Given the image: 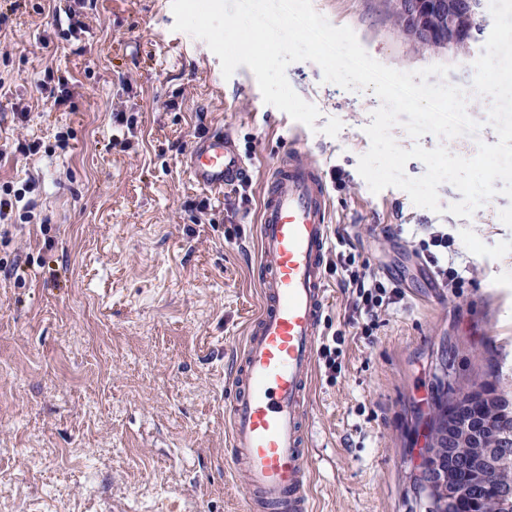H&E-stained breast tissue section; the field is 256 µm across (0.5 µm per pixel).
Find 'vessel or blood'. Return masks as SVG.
Segmentation results:
<instances>
[{
    "label": "vessel or blood",
    "mask_w": 512,
    "mask_h": 512,
    "mask_svg": "<svg viewBox=\"0 0 512 512\" xmlns=\"http://www.w3.org/2000/svg\"><path fill=\"white\" fill-rule=\"evenodd\" d=\"M184 165L197 185L215 191L246 175L232 137L222 132L193 143ZM330 220L322 171L295 131L266 177L257 232L262 306L235 359L224 409L231 428L225 463L248 491L245 512H311L306 425L327 302Z\"/></svg>",
    "instance_id": "b4317fda"
}]
</instances>
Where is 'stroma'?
I'll list each match as a JSON object with an SVG mask.
<instances>
[{
    "mask_svg": "<svg viewBox=\"0 0 512 512\" xmlns=\"http://www.w3.org/2000/svg\"><path fill=\"white\" fill-rule=\"evenodd\" d=\"M171 4L0 0V196L26 214L0 226V512H244L247 490L224 468V389L260 305L262 182L297 123L264 102L247 66L224 78L204 41L174 33ZM312 6L380 63L446 65L461 88L493 26L483 10L458 62L416 51L386 0ZM62 76L72 100L58 107L50 91ZM286 77L320 112L307 146L332 225L356 264L405 293L367 336L339 286L344 269L326 275L321 334L345 341L341 373L317 370L311 395V507L424 512L413 481L438 376L481 384L491 358L512 374V200L496 195L465 219L447 211L462 198L448 183L438 213L395 187L372 192L358 161L380 99L324 82L311 61L289 64ZM490 106L473 102L481 128L443 142L452 153L497 143ZM118 113L136 120L124 151L112 146L125 131ZM331 118L342 123L334 137L322 131ZM220 128L249 167V202L185 173L188 147ZM19 140L43 150L15 153ZM202 200L207 210L196 209ZM431 224L453 241L462 287L437 284L417 253Z\"/></svg>",
    "mask_w": 512,
    "mask_h": 512,
    "instance_id": "1",
    "label": "stroma"
}]
</instances>
